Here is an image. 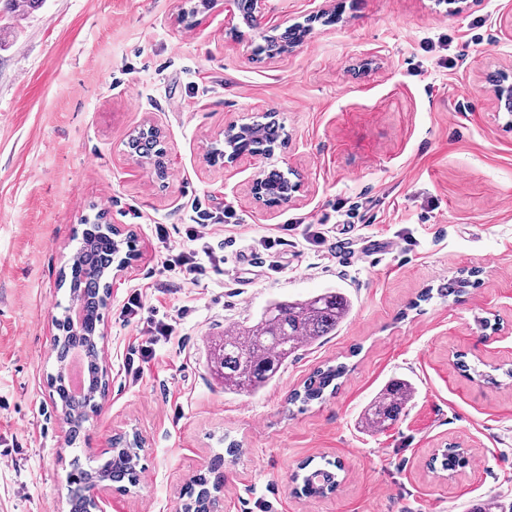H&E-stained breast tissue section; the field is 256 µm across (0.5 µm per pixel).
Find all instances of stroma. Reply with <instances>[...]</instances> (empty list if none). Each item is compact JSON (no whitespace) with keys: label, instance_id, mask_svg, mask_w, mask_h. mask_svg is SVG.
Returning a JSON list of instances; mask_svg holds the SVG:
<instances>
[{"label":"stroma","instance_id":"obj_1","mask_svg":"<svg viewBox=\"0 0 512 512\" xmlns=\"http://www.w3.org/2000/svg\"><path fill=\"white\" fill-rule=\"evenodd\" d=\"M267 0L260 23L225 0H40L0 12V512H63L72 460L138 432L132 494L107 512H182L185 490L228 443L223 512H470L512 500V125L488 73L512 70V0ZM192 11V29L179 16ZM309 24L290 52L257 58L275 27ZM447 36L446 55L426 49ZM276 114L288 146L232 165L207 159L229 123ZM164 132L159 182L127 153L144 122ZM277 169L302 184L286 204L250 186ZM362 221L339 224L336 207ZM228 212L210 231L215 264L197 283L166 272L194 211ZM137 237L102 311L108 394L75 444L48 384L56 318L83 219ZM303 218L320 242L291 228ZM167 241H160L156 226ZM278 243L265 251L259 237ZM388 239L392 250L365 255ZM455 300L423 299L461 272ZM340 288L353 311L336 335L301 348L254 395L229 394L210 357L225 327L274 299ZM141 290L157 318H179L142 379L124 365L141 342L120 318ZM347 374L320 402L291 401L317 368ZM396 377L416 394L400 421L360 428ZM465 467L432 471L443 448ZM341 463L326 496L292 491L306 460Z\"/></svg>","mask_w":512,"mask_h":512}]
</instances>
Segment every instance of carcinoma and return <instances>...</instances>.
Returning <instances> with one entry per match:
<instances>
[{"label": "carcinoma", "instance_id": "obj_1", "mask_svg": "<svg viewBox=\"0 0 512 512\" xmlns=\"http://www.w3.org/2000/svg\"><path fill=\"white\" fill-rule=\"evenodd\" d=\"M307 33V28L295 26L283 32L268 35L264 44L258 47V54L273 56L286 51L288 45ZM282 129L268 123H258L255 128L241 137V144L254 152L264 154L281 139ZM133 151L138 155L154 160L159 176H164L163 151L157 141L146 137L133 139ZM285 174L272 172L265 175L268 193L277 195L288 187ZM120 254L111 240L105 235L101 224L93 222L82 231V246L75 255L71 267L70 294L85 298L89 304V315L99 317L100 304L97 289L105 286L110 273L109 262L116 261ZM456 277L437 288L442 297L458 296L472 286L470 277ZM352 310L351 299L340 288H327L305 299L274 300L269 302L253 321L236 323L224 330V341L212 352L211 368L224 382V391L234 394H256L266 388L288 364L302 346L313 345L324 337L336 334V330L346 321ZM79 348L88 361V389H98L104 379L99 376L97 359L98 348L92 336L87 333L61 336L57 343L60 360H65L71 349ZM346 373V366L339 363L314 371L303 383L302 388L293 393L291 400L304 405L324 398L329 388L337 386L336 380ZM58 398L71 408L70 428L72 437H77L84 420V395L66 391L59 380H51ZM416 387L407 378H394L388 381L369 401L362 411L360 427L368 431H380L396 423L407 405L414 398ZM138 457L136 449L126 446L119 448L112 457L98 469L103 477L113 483L124 481L132 485L136 482ZM467 462L465 452L457 447H448L432 458V463L440 464V470L453 471ZM334 467L312 466L305 462L300 472L293 477L295 490L316 495L333 491L339 485L337 470ZM88 473L79 471L70 475L69 512H87L86 477ZM224 476V457L214 456L208 475L200 476L187 491L189 506L195 512H205L203 487L209 485V478Z\"/></svg>", "mask_w": 512, "mask_h": 512}]
</instances>
